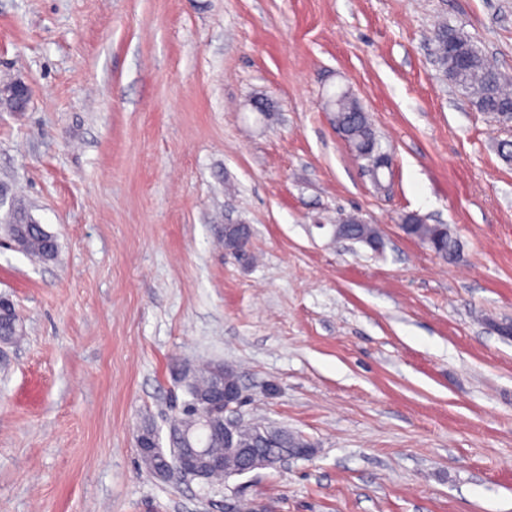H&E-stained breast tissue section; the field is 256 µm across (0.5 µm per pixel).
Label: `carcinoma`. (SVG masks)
I'll return each mask as SVG.
<instances>
[{"instance_id":"obj_1","label":"carcinoma","mask_w":512,"mask_h":512,"mask_svg":"<svg viewBox=\"0 0 512 512\" xmlns=\"http://www.w3.org/2000/svg\"><path fill=\"white\" fill-rule=\"evenodd\" d=\"M435 63L439 70L461 90L471 105L479 112H485L497 121L506 120L512 115V75L501 71L489 61L475 42L461 29L441 23L434 30ZM336 112V123L347 137V140L358 157L370 159L377 156L371 150L377 141L367 114L352 95L342 92L330 100ZM403 232L435 254L448 258L456 254L458 242L451 235L446 224H427L419 217L403 215ZM339 231L347 238L365 244L374 250L382 246L380 230L375 224H368L359 218L337 217ZM5 232L14 245L23 253L40 259L52 260L58 251V243L54 235L47 232L31 218L28 209L20 204L12 205L3 218ZM24 337L21 325L15 315L8 310L0 311V344L5 346L19 343ZM214 363L198 364L185 376L183 387L188 395L187 403L199 407L203 403L199 395L205 393L212 383ZM240 438L246 443H253L257 448H266L261 437L274 440L278 448H300L307 441L298 434H284L279 428L259 424H242L239 429ZM203 446L212 453L224 455L228 449L224 447V436L217 432H207L202 437ZM179 446L172 444L166 451L157 447L153 460L144 468L155 473L160 468L169 475L180 476Z\"/></svg>"}]
</instances>
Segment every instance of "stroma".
Returning <instances> with one entry per match:
<instances>
[{
    "mask_svg": "<svg viewBox=\"0 0 512 512\" xmlns=\"http://www.w3.org/2000/svg\"><path fill=\"white\" fill-rule=\"evenodd\" d=\"M441 18L512 74V0H0V79L31 93L0 108V184L59 244L35 262L0 232L25 331L0 363V512H512V127L436 69ZM340 210L383 249L336 239ZM227 224L253 266L217 247ZM197 361L313 455L213 488L149 473L137 430L167 433ZM336 112V123L359 158L370 159L379 154L371 150L378 141L367 114L359 102L348 92L337 94L330 100ZM402 220L405 223L412 222L401 224V229L409 238L420 242L443 258L448 259L456 254L458 242L451 235L448 225L426 224L421 218L407 214L403 215Z\"/></svg>",
    "mask_w": 512,
    "mask_h": 512,
    "instance_id": "35a3bbf8",
    "label": "stroma"
}]
</instances>
